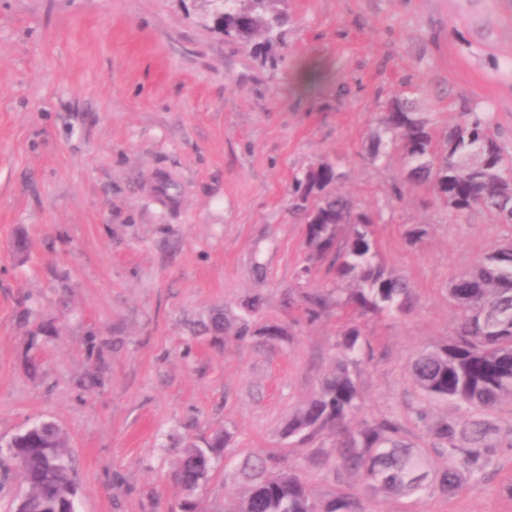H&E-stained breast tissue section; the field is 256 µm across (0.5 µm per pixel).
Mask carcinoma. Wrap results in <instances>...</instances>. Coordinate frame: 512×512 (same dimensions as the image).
<instances>
[{
    "mask_svg": "<svg viewBox=\"0 0 512 512\" xmlns=\"http://www.w3.org/2000/svg\"><path fill=\"white\" fill-rule=\"evenodd\" d=\"M283 2L206 0V6L224 41L273 66L288 25ZM394 151L402 157L404 181L431 188L457 217L480 210L494 224H512V160L491 129L489 113L472 108L439 135L412 99L395 96L371 138L369 155L382 160ZM341 178L337 165L321 161L294 181L291 211L306 224L310 261H329L338 285L336 305L362 316L404 314L411 308L410 287L387 270L373 214L337 189ZM460 278L463 286L454 279L448 288V300L459 311L454 337L419 351L410 366L422 395L412 414L430 447L407 443L405 429L394 418L349 428L359 400L351 368L364 353L361 329L352 322L343 329L334 369L289 419L283 432L289 445L300 447L323 431H334L340 435L336 447L317 450L322 465L333 473L349 471L367 493L404 498L446 495L463 476L484 474L499 449L512 448V428L503 431L487 419L503 400L512 401V241L501 242ZM259 305L257 298L246 301L242 314L224 317L220 331L238 341L263 334L249 321ZM441 403L467 416H434ZM230 439L228 431L218 430L202 445L185 447L176 474L180 512H362L352 494L316 499L282 451L246 459L237 473L240 482L224 495L222 507L214 508L200 490ZM432 453L444 457L445 464L431 474ZM7 456L38 512H74L78 488L69 440L55 422L39 421L18 433L7 444Z\"/></svg>",
    "mask_w": 512,
    "mask_h": 512,
    "instance_id": "1",
    "label": "carcinoma"
}]
</instances>
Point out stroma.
I'll use <instances>...</instances> for the list:
<instances>
[{
  "label": "stroma",
  "instance_id": "1",
  "mask_svg": "<svg viewBox=\"0 0 512 512\" xmlns=\"http://www.w3.org/2000/svg\"><path fill=\"white\" fill-rule=\"evenodd\" d=\"M276 66L225 43L202 0H0V443L42 419L66 432L77 512H176L188 438L232 441L204 488L220 503L244 460L282 431L338 358L348 319L289 211L294 178L323 159L372 210L381 253L411 285L405 314L360 318L355 424L408 437L421 394L409 364L448 340V285L512 239L476 211L448 218L399 155L366 152L386 101L406 94L436 127L490 112L512 156V0H286ZM422 227L410 242L407 230ZM328 296L318 317L305 298ZM262 300L225 342L215 315ZM291 459L318 497L357 480ZM364 512H512V449L448 495L363 497Z\"/></svg>",
  "mask_w": 512,
  "mask_h": 512
}]
</instances>
